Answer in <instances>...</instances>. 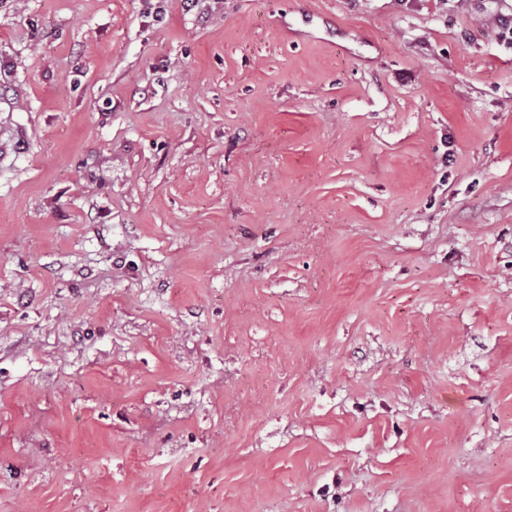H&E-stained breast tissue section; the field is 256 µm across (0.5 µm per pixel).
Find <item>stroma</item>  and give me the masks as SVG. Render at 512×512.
<instances>
[{"instance_id": "stroma-1", "label": "stroma", "mask_w": 512, "mask_h": 512, "mask_svg": "<svg viewBox=\"0 0 512 512\" xmlns=\"http://www.w3.org/2000/svg\"><path fill=\"white\" fill-rule=\"evenodd\" d=\"M512 0H0V512H512Z\"/></svg>"}]
</instances>
